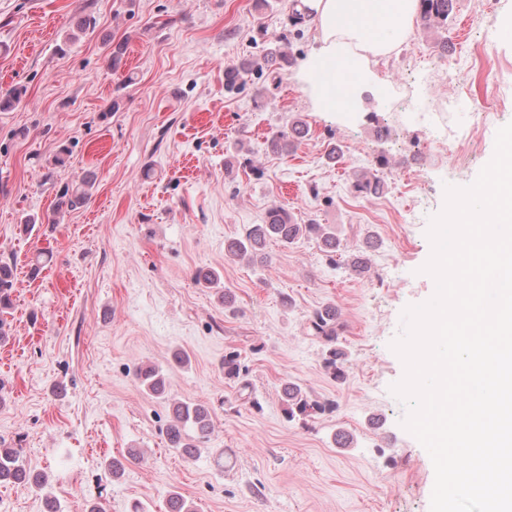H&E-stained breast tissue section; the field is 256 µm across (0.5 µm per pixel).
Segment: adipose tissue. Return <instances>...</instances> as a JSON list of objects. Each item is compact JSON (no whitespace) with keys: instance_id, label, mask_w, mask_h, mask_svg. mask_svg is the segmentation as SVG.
<instances>
[{"instance_id":"1","label":"adipose tissue","mask_w":512,"mask_h":512,"mask_svg":"<svg viewBox=\"0 0 512 512\" xmlns=\"http://www.w3.org/2000/svg\"><path fill=\"white\" fill-rule=\"evenodd\" d=\"M317 43L299 79L316 111H348L358 84L376 80L373 58L405 42L420 0H303Z\"/></svg>"}]
</instances>
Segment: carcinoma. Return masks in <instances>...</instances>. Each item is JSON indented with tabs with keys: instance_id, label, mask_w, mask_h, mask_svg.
I'll return each mask as SVG.
<instances>
[{
	"instance_id": "carcinoma-1",
	"label": "carcinoma",
	"mask_w": 512,
	"mask_h": 512,
	"mask_svg": "<svg viewBox=\"0 0 512 512\" xmlns=\"http://www.w3.org/2000/svg\"><path fill=\"white\" fill-rule=\"evenodd\" d=\"M453 0H421V17L428 28H444L448 26V15ZM95 29V21L89 15H80L67 33V40L73 41ZM286 36L278 37L264 49L259 61L242 60L224 69V89L236 91L244 85L246 77L254 71L267 70L268 74L280 78L281 75L295 65V58L284 47ZM126 54L125 43L119 41L110 44L107 57L108 67L115 70L122 64ZM306 125L297 120L292 126V133H279L270 141L272 151L283 153L288 151L292 142L303 136ZM93 179L85 176L79 184L66 187L55 200L57 212L74 210L87 203L90 198L89 189ZM380 178L369 172L360 174L355 188L361 193H375L380 189ZM314 236L321 241L329 253L336 252V233L326 224H295L288 212L280 207H271L266 212L264 223L254 224L245 235L224 245V251L232 256L247 257L253 262L266 261V245L275 240L284 245L292 244L301 236ZM13 271L9 264L0 263V342L6 339V320L3 318L12 303ZM344 324L339 321L336 311L316 310L305 322L307 335L321 340L327 346L325 367L338 373L337 361L342 352L336 348V341L343 331ZM243 366L239 355L231 352L224 355V375L228 378H240ZM137 380L151 393L165 399L167 386L162 370L154 365L142 364L136 367ZM285 413L293 418L295 415L310 417L323 409V405L311 400L301 388L287 383L283 387ZM173 419L167 428L170 448L180 455L191 459L198 455L200 446L208 441L212 429L209 410L199 403L175 402L172 404ZM27 484L41 489L45 485V476L35 473L23 459L20 449L0 443V486Z\"/></svg>"
}]
</instances>
